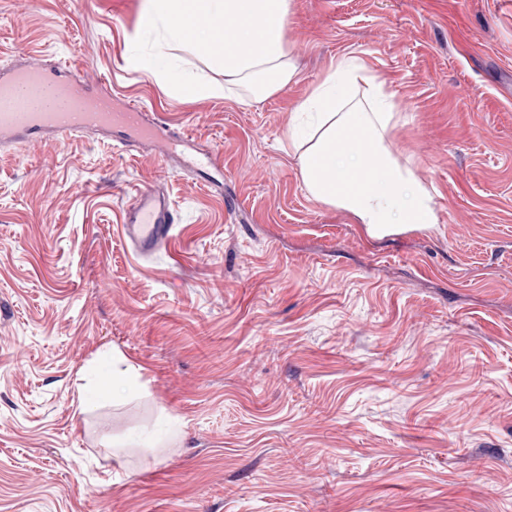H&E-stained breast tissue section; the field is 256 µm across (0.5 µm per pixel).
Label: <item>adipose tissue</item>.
Here are the masks:
<instances>
[{"instance_id":"ef3b65f1","label":"adipose tissue","mask_w":512,"mask_h":512,"mask_svg":"<svg viewBox=\"0 0 512 512\" xmlns=\"http://www.w3.org/2000/svg\"><path fill=\"white\" fill-rule=\"evenodd\" d=\"M292 0H143L142 13L167 25L162 59L151 73L171 71L169 59L191 52L219 56L223 86L196 85L202 95L233 98L244 91L260 102L295 81L298 66L288 49ZM221 51H213L216 41ZM288 136L301 147L300 173L308 194L347 213L370 237L391 225L433 229L439 214L433 187L399 162L388 144L399 114L393 92L358 56L337 58L321 83L294 109Z\"/></svg>"}]
</instances>
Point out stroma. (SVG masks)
<instances>
[{
    "label": "stroma",
    "instance_id": "stroma-1",
    "mask_svg": "<svg viewBox=\"0 0 512 512\" xmlns=\"http://www.w3.org/2000/svg\"><path fill=\"white\" fill-rule=\"evenodd\" d=\"M141 3L0 0V65L88 67L224 155L0 153V512H512V0H293L300 74L251 104L144 71ZM349 52L396 95L429 233L371 239L303 187L288 123ZM159 179L180 222L144 257L123 214Z\"/></svg>",
    "mask_w": 512,
    "mask_h": 512
}]
</instances>
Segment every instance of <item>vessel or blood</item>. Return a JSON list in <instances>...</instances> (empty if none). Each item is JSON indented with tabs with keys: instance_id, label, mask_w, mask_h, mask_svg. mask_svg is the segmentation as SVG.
<instances>
[{
	"instance_id": "vessel-or-blood-1",
	"label": "vessel or blood",
	"mask_w": 512,
	"mask_h": 512,
	"mask_svg": "<svg viewBox=\"0 0 512 512\" xmlns=\"http://www.w3.org/2000/svg\"><path fill=\"white\" fill-rule=\"evenodd\" d=\"M115 130L123 133L126 147L154 143L164 166L190 138L162 122L147 121L140 104L115 107L102 79L88 77L77 65L27 61L0 70L1 151L16 153L36 145L55 149ZM178 222L165 187L144 186L125 212V235L139 254L148 256L170 245Z\"/></svg>"
}]
</instances>
